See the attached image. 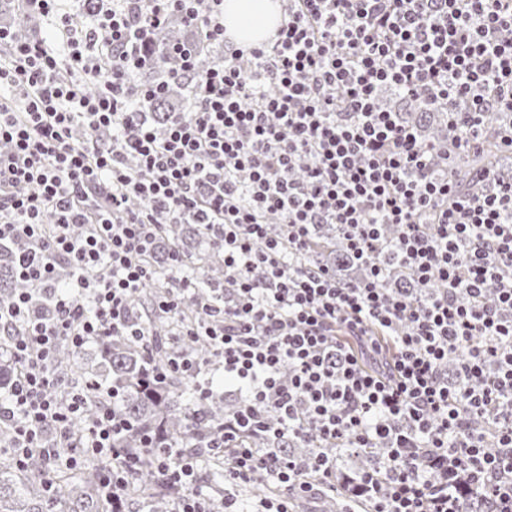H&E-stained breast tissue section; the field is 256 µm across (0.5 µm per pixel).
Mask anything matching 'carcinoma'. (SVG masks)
Wrapping results in <instances>:
<instances>
[{"label":"carcinoma","instance_id":"obj_1","mask_svg":"<svg viewBox=\"0 0 512 512\" xmlns=\"http://www.w3.org/2000/svg\"><path fill=\"white\" fill-rule=\"evenodd\" d=\"M169 97L170 93H165L148 115L159 131L166 126L168 112L172 111ZM413 108L414 103L408 99L400 100L397 105L403 119L419 124L425 136L438 137L440 129L429 131ZM498 160L496 148L488 146L481 156L462 163L456 176L465 185L473 168ZM23 247L22 242L0 246V305H8L25 288L12 271L13 254ZM171 249L187 259L205 254L202 263L191 268V273L203 293L215 303H221L224 263L203 229L197 224L168 227L151 255L160 283L166 278ZM307 262L333 266L342 279L351 277V262L344 256L336 231L329 224L316 227ZM171 332L170 324L159 320L154 324L152 341L146 345L131 336L102 338L94 342L101 359L98 366L85 359V347L64 342L55 354L53 370L86 388L89 415L103 403L107 391L118 393L116 411L131 422L132 428L117 447L136 464L127 507L133 512H173L176 492L158 473L154 456L161 448H182L208 458L209 478L214 484L212 508L214 512H222L226 499L237 492L234 486L224 485V459L213 456L224 439V414L230 406L224 403L223 397L213 394L203 403H196L192 399L191 383L179 375H170L162 383L152 380L154 369L183 347L192 349L202 361L210 356L202 338L173 336ZM16 372L14 361L8 354L0 353V390L10 388ZM12 437L11 426L0 423V512H111L98 493L100 474L95 465L74 472L61 459L50 461L38 455L20 465L12 452ZM250 445L263 455L304 457L310 452L296 441L271 432L251 438Z\"/></svg>","mask_w":512,"mask_h":512}]
</instances>
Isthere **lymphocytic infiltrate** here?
Listing matches in <instances>:
<instances>
[{
    "instance_id": "f902f5d3",
    "label": "lymphocytic infiltrate",
    "mask_w": 512,
    "mask_h": 512,
    "mask_svg": "<svg viewBox=\"0 0 512 512\" xmlns=\"http://www.w3.org/2000/svg\"><path fill=\"white\" fill-rule=\"evenodd\" d=\"M16 2L46 29L0 26V246L28 243L14 260L27 288L0 307L18 366L0 420L16 423L18 462L72 448L69 463L96 460L102 492L126 512V472L112 462L128 422L110 406L87 414L52 362L64 340L143 336L148 251L168 225L197 224L224 254V302L201 298L183 319L197 285L175 251L157 310L173 335L205 337L245 392L224 420L225 481L281 487L261 512L325 490L372 512H512V170L478 168L468 187L454 176L487 139L512 152V0H278L272 39L203 71L200 52L227 40L224 0H80L76 14ZM175 14L197 37L169 45L177 67L140 84ZM179 81L193 108L157 136L147 116ZM383 87L444 113L447 151L383 108ZM318 224L335 225L360 280L305 263ZM397 271L436 294L387 288ZM268 412L307 457L246 445ZM381 442L377 466L341 475L337 453ZM155 465L187 488L175 512H211L200 460L172 451Z\"/></svg>"
}]
</instances>
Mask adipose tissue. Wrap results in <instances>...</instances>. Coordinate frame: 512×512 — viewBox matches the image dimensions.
Returning <instances> with one entry per match:
<instances>
[{"instance_id":"1","label":"adipose tissue","mask_w":512,"mask_h":512,"mask_svg":"<svg viewBox=\"0 0 512 512\" xmlns=\"http://www.w3.org/2000/svg\"><path fill=\"white\" fill-rule=\"evenodd\" d=\"M278 22L275 0H224V25L235 42L262 43Z\"/></svg>"}]
</instances>
